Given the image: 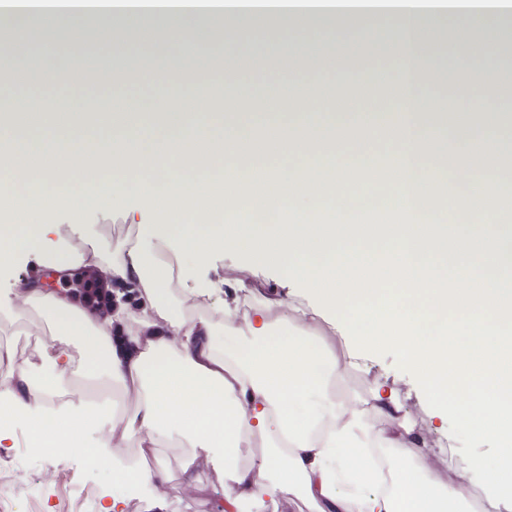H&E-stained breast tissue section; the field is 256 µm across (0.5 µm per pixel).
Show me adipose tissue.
<instances>
[{
	"mask_svg": "<svg viewBox=\"0 0 512 512\" xmlns=\"http://www.w3.org/2000/svg\"><path fill=\"white\" fill-rule=\"evenodd\" d=\"M491 17L512 19V0H94L70 11L61 0H38L31 13L16 0H0L5 40L26 18L44 31L64 28L98 40L151 20L185 48L165 71L142 67L141 80L186 79L195 88L193 104L172 97L160 117L132 111L116 123L111 114L86 110L112 74L106 57L78 90L53 93L39 111L15 99L28 112L22 126L0 125V140L13 144L0 158V277L26 260L32 279L49 264L95 269L97 286L134 292L132 300L116 295L104 304L85 285L59 294L17 282L0 291V318L16 323L23 311H35L57 340L30 370L12 368V351L0 347V364L9 366L0 374V446L18 424L52 447L81 449L97 432L94 461L129 440L158 448L183 439L190 447L184 482L194 481L201 457L223 462L231 481L224 512L286 491L313 512H458L462 488L424 479L427 464L395 396L373 389L372 409L389 422L374 429L349 401L324 395L337 364L309 331V318L319 315L349 337L352 366L397 351L441 413L495 448L494 466L482 468L474 457L463 464L482 468L489 499L511 501L512 196L503 192L499 132L512 125V113L485 108L501 76L483 69L447 72L467 95L438 121L426 114L438 79L427 45L452 30V51L466 54L467 33ZM375 21L390 22L394 33L380 48L386 67L368 69L358 53L329 57L317 45L276 64L233 55L224 75L236 93L220 104L212 69L194 51L217 38L223 24L272 23L278 40L310 29L325 42L334 30ZM292 66L329 68L340 81L357 75L370 88L390 83L401 93L365 103L317 86L301 98L303 111L340 118L302 124L289 115L287 96L257 97L245 86L249 74L277 79ZM365 105L376 117L358 134L344 116ZM252 115L275 126L277 138L240 131L242 117ZM478 130L483 144L473 154L468 144ZM384 151L398 173L395 204L384 223L364 224L349 187L381 176ZM443 175L463 187L447 234L423 221ZM126 193L153 217L136 221L134 238L115 256L77 247L62 231L61 212L75 215L87 203L107 205ZM328 195L335 201L329 219L315 211ZM218 213L223 223H213ZM228 245L308 296V304L294 307L292 323H272L267 300L243 320L235 299L225 302L223 320L193 315L224 282L197 275L192 261ZM102 374L121 386L128 401L121 412L83 401L46 413L45 397L71 377ZM257 438L267 455L238 464L236 449ZM373 443L409 459L392 469L384 491L366 462Z\"/></svg>",
	"mask_w": 512,
	"mask_h": 512,
	"instance_id": "1",
	"label": "adipose tissue"
}]
</instances>
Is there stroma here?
I'll return each instance as SVG.
<instances>
[{"mask_svg": "<svg viewBox=\"0 0 512 512\" xmlns=\"http://www.w3.org/2000/svg\"><path fill=\"white\" fill-rule=\"evenodd\" d=\"M73 39H65L57 45L42 42L34 33H27L20 49L11 56L0 58V70L13 72L19 69L38 70L41 78L25 90L30 102H38L48 91L47 76L58 75L61 68H76L84 59L83 53L73 50ZM285 46L271 43L268 39L245 34L231 45L212 44L205 53L215 74L212 91L216 96H227L224 85L222 62L230 54L261 52L276 58L284 54ZM191 87L186 83L147 85L139 78L117 81L104 89L88 107L93 112L122 114L136 108L143 112H157L167 97L188 95ZM142 203L129 194L113 198L111 205L94 208L80 216L82 246H97L105 256H112L133 233L131 224L124 218L125 212L142 211ZM244 259L233 247H225L219 254H212L201 261V272H217L226 282L244 281L247 287L260 290L266 295L280 297L279 305L271 309L270 319L278 325L288 324L292 307L303 301L300 293H290L283 287L278 272L265 267L244 269ZM312 330L319 342L333 354L338 365L333 377L341 389L336 399L355 395L365 396L375 384H382L384 392H392L399 398L404 413L414 424L415 432L422 437L424 452L429 459L426 479L436 481L441 487H476L481 482L480 473L457 471L455 463L466 456L479 457L485 463H493L496 454L490 444L482 443L468 434L459 432L452 418L438 416L427 400L423 389L413 378L394 350H384L374 355L365 368L346 366L347 341L340 336L335 325L316 319ZM189 447L186 442L173 441L169 446L153 449L156 467L167 470L171 476L168 484L161 486L164 497L163 512H224L226 478L224 468L218 463H203L198 468V482L183 483L181 465ZM125 449L117 448L109 453L110 461L95 464L80 451L59 453L52 449H37L33 441H26L19 448L0 447V473H16L17 479L9 489L13 512H102L103 506L112 500L111 463L120 461Z\"/></svg>", "mask_w": 512, "mask_h": 512, "instance_id": "1", "label": "stroma"}]
</instances>
